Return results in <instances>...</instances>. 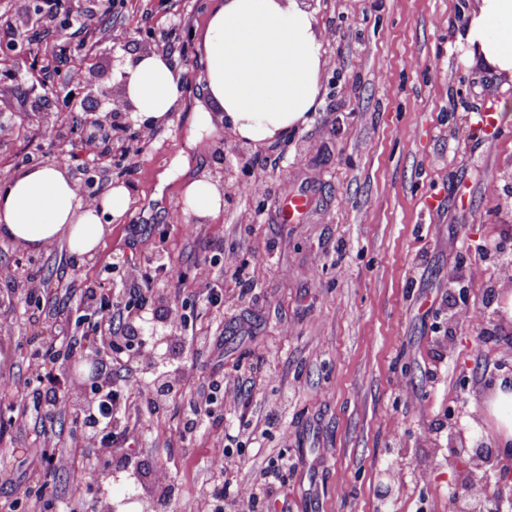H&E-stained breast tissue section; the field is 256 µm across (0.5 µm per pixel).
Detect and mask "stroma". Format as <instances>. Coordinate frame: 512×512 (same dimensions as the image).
<instances>
[{"label": "stroma", "mask_w": 512, "mask_h": 512, "mask_svg": "<svg viewBox=\"0 0 512 512\" xmlns=\"http://www.w3.org/2000/svg\"><path fill=\"white\" fill-rule=\"evenodd\" d=\"M210 2L115 0L100 30L77 35L31 20L39 0L0 6V19L18 29L15 42H0L8 74L0 123L11 129L0 139V173L51 163L54 148L80 155L104 102L79 95L62 104L55 71L119 99L113 57L164 49L184 85L169 124L129 113L101 168L75 170L80 192L103 170L130 194L92 256L77 258L63 242L30 252L0 239V309L12 313L0 369L26 379L33 334L78 336L92 325L94 311L80 301L87 289L135 302L126 265L161 252L187 280L159 306H177L211 338L204 348L184 345L175 361L193 386L128 440L140 473L174 487L168 512L206 498L207 464L220 453L237 464L229 482L268 487L288 512H453L450 490L468 459L449 449L448 416L459 409L461 426L482 424L496 450L495 424L482 415L484 380L512 374V321L492 317L512 295V266L494 265L512 254V122L475 120L512 101V79L468 59L458 39L475 0H310L323 35L320 104L305 126L258 147L269 160L254 167L263 196L231 191L220 214L200 223L184 213L179 181L162 187L158 176L182 155L192 170L224 178L223 137L205 154L188 145L204 101L199 41ZM51 124L60 137L49 147ZM300 191L310 208L300 223H282L281 203ZM228 261L246 275L259 270L251 289L225 276ZM204 263L223 289L208 311L193 279ZM458 268L469 274L463 295L449 280ZM30 273L56 297L25 304ZM461 307L482 316L449 321ZM218 377L237 389L236 401L215 398L201 429L174 446L184 408ZM48 429L63 447L79 446L70 412L44 422L17 402L0 413V512L24 503L44 470L45 512H63L71 480L47 468ZM287 461L295 470L286 482H270L267 469ZM97 466L102 480L87 494V512L114 501L123 512H149L148 489L112 463Z\"/></svg>", "instance_id": "1"}]
</instances>
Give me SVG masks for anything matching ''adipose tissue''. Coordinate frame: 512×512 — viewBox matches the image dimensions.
I'll list each match as a JSON object with an SVG mask.
<instances>
[{
  "mask_svg": "<svg viewBox=\"0 0 512 512\" xmlns=\"http://www.w3.org/2000/svg\"><path fill=\"white\" fill-rule=\"evenodd\" d=\"M462 43L496 74L512 77V0H476ZM202 81L208 103L192 122L198 148L227 132L265 145L305 125L320 96L324 66L316 11L309 0H213L201 35ZM124 98L142 120L170 121L182 97L179 71L163 52L134 55L125 70ZM184 181V210L198 218L218 215L221 187L175 162ZM129 206L125 186L115 185L86 204L68 165L16 170L0 182V237L37 251L66 241L72 254H92L107 232L104 217L120 220Z\"/></svg>",
  "mask_w": 512,
  "mask_h": 512,
  "instance_id": "obj_1",
  "label": "adipose tissue"
}]
</instances>
